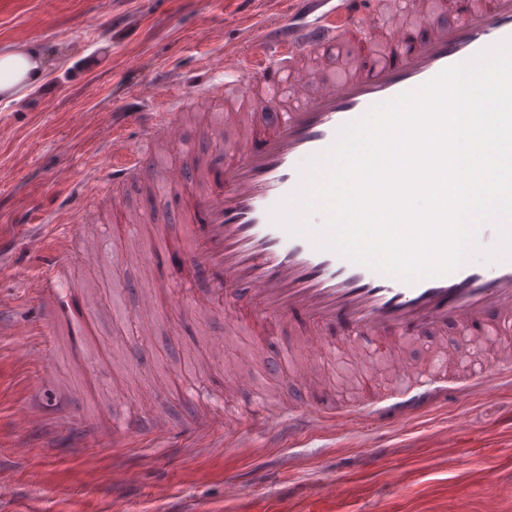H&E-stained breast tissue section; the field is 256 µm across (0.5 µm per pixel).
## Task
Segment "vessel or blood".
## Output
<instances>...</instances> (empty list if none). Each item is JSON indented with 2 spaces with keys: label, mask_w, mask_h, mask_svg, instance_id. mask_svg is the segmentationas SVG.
I'll return each instance as SVG.
<instances>
[{
  "label": "vessel or blood",
  "mask_w": 512,
  "mask_h": 512,
  "mask_svg": "<svg viewBox=\"0 0 512 512\" xmlns=\"http://www.w3.org/2000/svg\"><path fill=\"white\" fill-rule=\"evenodd\" d=\"M314 20L285 39L262 40L260 55L217 54L208 60L204 92L240 82L257 71L261 92L247 109L262 121L245 124L239 137L222 123L207 132L223 140L222 151L205 160L193 157L160 168L158 186L176 191L197 187L186 213L190 249L181 254V285L193 287L195 274L209 277L210 296L225 328H264L274 334L293 328L301 347L320 361L332 350L348 352L357 382L371 390L372 372L383 364L395 377L390 398L398 425L447 391L450 379L481 391L488 382L512 377V358L477 369H458L474 342L506 343L512 337V259L487 263L473 259L453 273L407 281L378 273L338 251L322 247L314 231L322 209L298 208L309 223L297 234L272 223L270 212L307 175V163L327 152L339 129L369 109L415 89L444 68L466 62L482 49L512 38V0H393L390 12L375 0H299ZM452 15L434 25L431 13ZM194 131L175 115L150 120L137 148L112 145L111 183H123L154 157L161 144L184 145ZM62 245L41 253L44 274L28 289L45 304L50 326L73 325L90 332L91 316H75L68 260L92 269L105 266L101 246H90L76 227ZM456 329L460 341L447 366H419L406 344ZM177 396L201 403L188 427L204 437L224 425V398L180 386ZM144 409L101 418L98 436L145 435L160 427ZM249 425L267 432L302 421L303 410L273 409L256 391L241 406Z\"/></svg>",
  "instance_id": "1"
}]
</instances>
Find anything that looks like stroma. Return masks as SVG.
Here are the masks:
<instances>
[{
  "label": "stroma",
  "mask_w": 512,
  "mask_h": 512,
  "mask_svg": "<svg viewBox=\"0 0 512 512\" xmlns=\"http://www.w3.org/2000/svg\"><path fill=\"white\" fill-rule=\"evenodd\" d=\"M33 14L45 19L44 28L29 26ZM296 17L289 0H0V46L35 44L48 61L37 86L0 102V232L12 238L0 262V512H512V386L477 396L448 392L403 430L380 416L341 420L334 433L279 430L236 440L217 430L198 440L187 433L195 405L174 394L182 384L219 389L257 380L272 406L302 403L297 373L306 354L278 365L293 333L262 341L206 324L193 311L209 297L203 275L181 304L163 302L160 316L138 327L137 343H126L114 324V300L127 281L180 278L155 228L164 226L170 242L183 241L192 194L187 187L156 196V169L148 166L131 184L113 187L112 205L144 210L153 223L128 236L111 212L98 211L113 139L133 147L140 139L124 105L140 81L161 80L181 99L188 124L206 122L238 93L197 95L188 79L202 73L209 56L249 50L272 20ZM64 165L73 171L68 184L54 180ZM33 224L46 249L55 247L61 224L84 225L87 241L107 249L106 270L74 264L68 272L82 293L99 297L92 335L76 340L54 329L39 367L22 358L31 329L45 321L43 304L27 291L42 269L24 246ZM215 336L224 339V356L209 360ZM147 389L160 398V431L88 434L102 413L130 407ZM63 397L73 409L60 417L52 408ZM34 403L49 407L47 419L17 432L14 416ZM128 468L139 471L137 486L117 482ZM333 477L350 486L336 503L323 497ZM229 479L243 487L231 504L224 501ZM159 484L170 490L163 503L151 495Z\"/></svg>",
  "instance_id": "1"
}]
</instances>
